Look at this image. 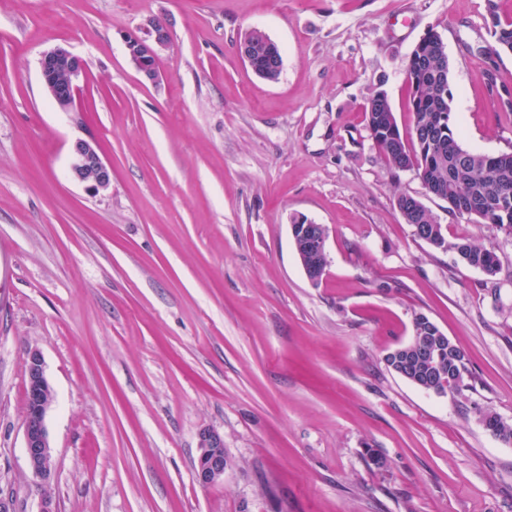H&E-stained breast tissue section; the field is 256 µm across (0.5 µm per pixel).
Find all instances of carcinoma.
I'll list each match as a JSON object with an SVG mask.
<instances>
[{
	"label": "carcinoma",
	"instance_id": "carcinoma-1",
	"mask_svg": "<svg viewBox=\"0 0 512 512\" xmlns=\"http://www.w3.org/2000/svg\"><path fill=\"white\" fill-rule=\"evenodd\" d=\"M492 21L494 54L512 52V20H501L494 0H488ZM238 50L250 57L254 72L274 82L281 74L282 58L268 44V38L257 32L246 33ZM451 70L446 45L440 34H435L424 50L415 54L412 69L407 76L411 90L413 129L411 141L402 138L395 114L383 92L372 96L365 110L368 128L380 132L374 139L379 152L395 169L416 168L433 195L448 202V211L461 191L481 201V207L472 212L485 224H493L512 240V152L497 155L473 153L463 147L453 119V95L450 89ZM404 220L416 228L414 235L443 251H454L466 265L492 278L500 270L495 248H484L465 242H449L442 233V225L432 222L434 215L420 201L413 200L405 207ZM439 327L430 319L415 321L416 336L400 346L396 355L385 357L386 365L402 378L414 382L424 366L412 356L413 343L429 341ZM455 378L448 389L439 394L458 393L465 375L469 374L466 359L454 363ZM480 419L493 421L503 441L512 440V424L490 412Z\"/></svg>",
	"mask_w": 512,
	"mask_h": 512
}]
</instances>
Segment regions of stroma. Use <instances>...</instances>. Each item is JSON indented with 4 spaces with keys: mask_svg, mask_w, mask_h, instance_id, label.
<instances>
[{
    "mask_svg": "<svg viewBox=\"0 0 512 512\" xmlns=\"http://www.w3.org/2000/svg\"><path fill=\"white\" fill-rule=\"evenodd\" d=\"M164 18L158 82L124 34ZM260 30L277 81L238 52ZM439 32L453 116L475 153L512 150V54L486 0H0V497L11 512H512V243L391 167L364 120L385 92L411 135L407 60ZM62 46L76 109L39 76ZM96 140L110 187L71 172ZM418 199L448 241L496 248L495 277L418 239ZM327 229L306 277L296 217ZM425 314L472 389L437 395L384 362ZM54 400L53 467L24 451L30 353ZM223 480L195 478L199 433ZM386 465L376 468L371 455ZM494 0H488V11L492 21V36L494 37V54L500 51L512 52V20L502 21L496 13ZM41 80L59 109L75 111V99L79 91L80 79L85 74L84 61L62 46H56L41 56ZM200 453L195 465L196 480L202 485H212L224 478L228 466L224 454V438L218 432L204 429L199 433Z\"/></svg>",
    "mask_w": 512,
    "mask_h": 512,
    "instance_id": "1",
    "label": "stroma"
}]
</instances>
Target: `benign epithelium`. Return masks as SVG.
Returning <instances> with one entry per match:
<instances>
[{
	"mask_svg": "<svg viewBox=\"0 0 512 512\" xmlns=\"http://www.w3.org/2000/svg\"><path fill=\"white\" fill-rule=\"evenodd\" d=\"M170 41L169 24L157 18L147 21L142 34L126 35L128 56L144 79L154 83L159 80L158 60ZM39 65L41 80L53 102L64 112L74 111L79 82L85 74L84 61L68 49L56 46L42 54ZM71 156V171L77 180L96 193L110 186L112 167L105 161L97 143L79 139L72 145ZM291 234L296 252L304 250L321 257L326 255L327 230L323 225L300 218L291 225ZM26 373L25 453L33 473L45 478L53 465L46 425L53 391L38 353L32 352L28 356ZM199 449L196 480L202 485L215 484L224 478L228 466L224 438L214 430L204 429L199 433Z\"/></svg>",
	"mask_w": 512,
	"mask_h": 512,
	"instance_id": "7a95c632",
	"label": "benign epithelium"
}]
</instances>
